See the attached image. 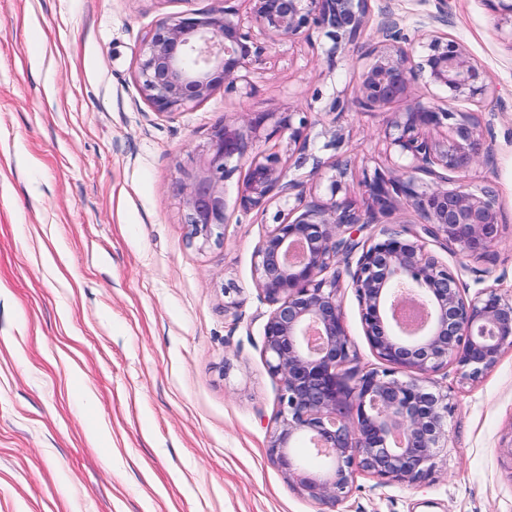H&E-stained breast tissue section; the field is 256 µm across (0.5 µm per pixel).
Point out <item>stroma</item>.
Here are the masks:
<instances>
[{"label":"stroma","mask_w":512,"mask_h":512,"mask_svg":"<svg viewBox=\"0 0 512 512\" xmlns=\"http://www.w3.org/2000/svg\"><path fill=\"white\" fill-rule=\"evenodd\" d=\"M370 0L356 46L328 60L312 32L275 48L251 95L216 89L160 115L136 82L158 22L249 0H0V512H512V349L477 380L448 366L447 463L417 485L359 474L338 502L309 499L268 454L281 389L263 354L272 310L254 252L278 203L244 212L242 172L224 183V242L189 244L183 172L213 127L245 112H313L308 163L288 137L261 134L306 199L325 187L311 159L349 161L347 193L390 167L386 112L332 98L356 83L381 24L431 27L461 40L498 103L448 102L481 123L492 151L472 190L494 187L501 237L478 259L429 250L466 299L512 297V49L483 0ZM341 141H334V134ZM340 297L354 367L383 370L364 334L349 276Z\"/></svg>","instance_id":"1"}]
</instances>
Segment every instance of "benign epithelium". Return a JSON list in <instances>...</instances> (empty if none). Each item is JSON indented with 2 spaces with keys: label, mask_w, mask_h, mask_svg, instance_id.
Masks as SVG:
<instances>
[{
  "label": "benign epithelium",
  "mask_w": 512,
  "mask_h": 512,
  "mask_svg": "<svg viewBox=\"0 0 512 512\" xmlns=\"http://www.w3.org/2000/svg\"><path fill=\"white\" fill-rule=\"evenodd\" d=\"M248 21L237 13L193 12L156 24L137 61L140 92L159 114H173L203 101L216 88L251 94L252 75L274 46L316 30L332 41L328 60L357 43L370 19L369 0H249ZM497 14V30L512 44V0H484ZM382 40L368 57L350 94L360 112L393 102L384 129L398 161L364 180L367 208L340 196L348 173L342 159L315 160L311 174L323 176L325 195L308 201L283 183L276 154L251 153L253 141L273 122L271 133H288L289 143L306 150L304 130L312 113L295 107L278 118L256 112L242 122L212 129L195 168L184 172L186 237L204 248L219 244L226 222L224 181L246 166L237 206L265 209L277 197L287 211L263 237L254 254L257 289L273 306L264 326L268 373L281 387L280 413L269 437L268 454L288 480L314 501H337L353 488L357 474L383 483L417 484L437 467L448 447V393L435 375L450 365L477 379L512 349V299L496 288L466 299L458 275L427 249L428 242L458 247L461 259L485 252L500 238L496 193H476L466 181L492 143L466 112H451L420 101V89L458 101L494 93L486 70L466 45L447 35L424 34L418 54L407 29L397 22L380 28ZM458 175L453 187L437 169ZM423 173L428 182L418 177ZM411 206L422 218L416 229L387 226L379 236L359 239L376 214ZM361 251L350 273L364 334L388 368H342L352 361L340 275L323 274L341 255ZM419 304L425 320L404 327L399 314ZM399 370L411 375L396 377ZM306 439L328 467L310 470L292 453Z\"/></svg>",
  "instance_id": "1"
}]
</instances>
